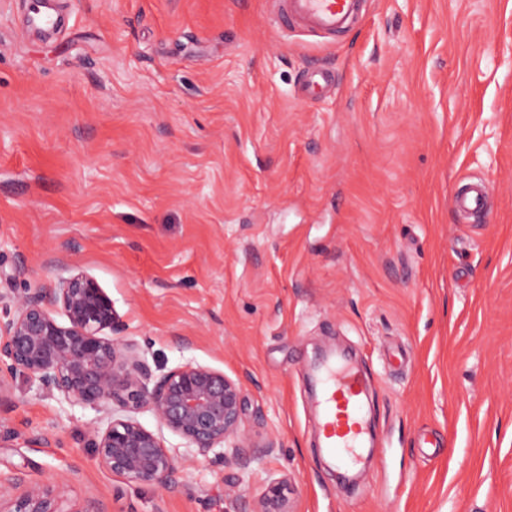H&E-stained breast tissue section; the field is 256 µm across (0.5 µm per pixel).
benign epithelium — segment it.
<instances>
[{
  "instance_id": "benign-epithelium-1",
  "label": "benign epithelium",
  "mask_w": 512,
  "mask_h": 512,
  "mask_svg": "<svg viewBox=\"0 0 512 512\" xmlns=\"http://www.w3.org/2000/svg\"><path fill=\"white\" fill-rule=\"evenodd\" d=\"M65 317L60 322L52 307ZM7 321L0 324V391L16 374L68 403L107 414L104 428L92 429L98 463L132 482L176 488L180 457L161 434L144 427L137 414L151 413L161 427L185 441L192 458L231 456L243 470L257 456L241 429L244 387L224 372L187 360L159 375L136 344L112 338V299L83 272L60 279L51 298L36 288L0 294ZM288 483L270 481L257 499L234 494L235 512H290ZM65 485L35 483L10 499L0 512H66Z\"/></svg>"
}]
</instances>
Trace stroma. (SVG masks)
I'll list each match as a JSON object with an SVG mask.
<instances>
[{
	"label": "stroma",
	"mask_w": 512,
	"mask_h": 512,
	"mask_svg": "<svg viewBox=\"0 0 512 512\" xmlns=\"http://www.w3.org/2000/svg\"><path fill=\"white\" fill-rule=\"evenodd\" d=\"M0 0V265L75 271L155 373L241 380L248 470L198 458L165 492L99 466L92 406L25 375L0 397V484L70 512H512V0H364L336 41L270 0ZM325 68L332 94L300 98ZM482 180L486 216L453 206ZM190 350H181L180 340ZM349 352L376 436L352 484L315 446L312 366ZM240 477L227 479V485L234 492L235 512H290L288 496L285 493L288 483L284 480L270 481L258 499H252L242 492H235ZM65 485L63 483H35L25 487L22 493L10 499L2 500L1 512H70L64 510Z\"/></svg>",
	"instance_id": "stroma-1"
}]
</instances>
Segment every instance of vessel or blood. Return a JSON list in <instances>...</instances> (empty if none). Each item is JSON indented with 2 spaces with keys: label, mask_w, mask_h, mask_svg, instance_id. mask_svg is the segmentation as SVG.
<instances>
[{
  "label": "vessel or blood",
  "mask_w": 512,
  "mask_h": 512,
  "mask_svg": "<svg viewBox=\"0 0 512 512\" xmlns=\"http://www.w3.org/2000/svg\"><path fill=\"white\" fill-rule=\"evenodd\" d=\"M277 23L291 24L312 32L343 34L357 19L359 0H275ZM332 77L324 70L311 71L304 80L301 93L316 98L330 90ZM486 191L482 182L468 183L453 197L457 210L478 215L485 209ZM323 398L321 446L336 465L352 463L366 434L361 413L364 380L348 362H327L320 378Z\"/></svg>",
  "instance_id": "b4317fda"
}]
</instances>
